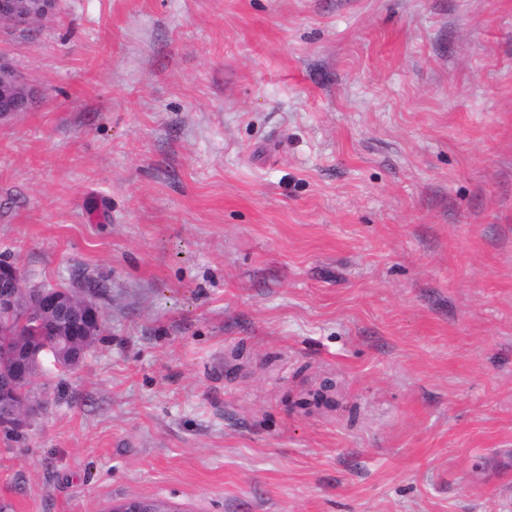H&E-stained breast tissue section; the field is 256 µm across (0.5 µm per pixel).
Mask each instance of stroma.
<instances>
[{"label": "stroma", "mask_w": 512, "mask_h": 512, "mask_svg": "<svg viewBox=\"0 0 512 512\" xmlns=\"http://www.w3.org/2000/svg\"><path fill=\"white\" fill-rule=\"evenodd\" d=\"M0 52V255L104 314L10 512H512V0H62ZM36 93L14 62L0 55V118L27 111Z\"/></svg>", "instance_id": "1"}]
</instances>
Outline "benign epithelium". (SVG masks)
Returning a JSON list of instances; mask_svg holds the SVG:
<instances>
[{"label": "benign epithelium", "mask_w": 512, "mask_h": 512, "mask_svg": "<svg viewBox=\"0 0 512 512\" xmlns=\"http://www.w3.org/2000/svg\"><path fill=\"white\" fill-rule=\"evenodd\" d=\"M59 0H0V21L20 29L44 21L58 9ZM35 88L28 85L22 73L9 58L0 55V118L17 112L27 111L34 98ZM27 284L21 271L13 264H0V315L15 318L21 322L51 319L67 311L72 300L60 288L36 289V292L21 299ZM80 318L76 333L67 335L71 345L80 346L91 337L100 334L103 328V313L90 297H83L78 306ZM51 364L56 369H67L61 360L57 347L43 342H33L12 351L7 356L8 370L0 371V402L14 404L8 418H0V427L23 433L31 426L42 408L31 394V386L21 385L33 377L24 373L32 367ZM109 512H172L158 502L133 499L112 506Z\"/></svg>", "instance_id": "obj_1"}]
</instances>
